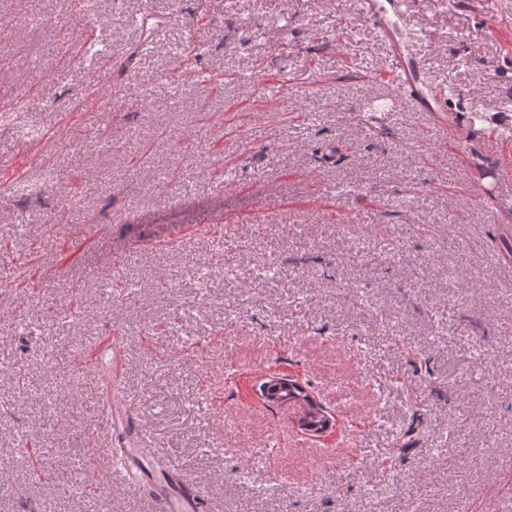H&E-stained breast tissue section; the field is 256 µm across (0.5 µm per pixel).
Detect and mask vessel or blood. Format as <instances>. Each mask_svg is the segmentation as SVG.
I'll list each match as a JSON object with an SVG mask.
<instances>
[{
  "label": "vessel or blood",
  "instance_id": "1",
  "mask_svg": "<svg viewBox=\"0 0 512 512\" xmlns=\"http://www.w3.org/2000/svg\"><path fill=\"white\" fill-rule=\"evenodd\" d=\"M407 6V0H363L362 12L388 49V75L396 88L416 110L448 114L452 96L424 72L416 52L420 33L408 19ZM76 362L85 370L90 388L106 386L111 390L95 408L107 433L103 455L108 478L140 490L149 499L153 512H203L198 488L165 457L147 448L144 423L135 406L119 393L111 337H104Z\"/></svg>",
  "mask_w": 512,
  "mask_h": 512
}]
</instances>
